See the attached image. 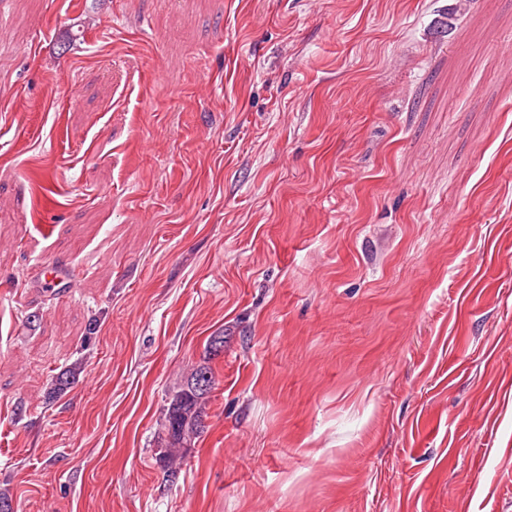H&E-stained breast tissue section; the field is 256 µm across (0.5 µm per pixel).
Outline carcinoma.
<instances>
[{"label":"carcinoma","mask_w":512,"mask_h":512,"mask_svg":"<svg viewBox=\"0 0 512 512\" xmlns=\"http://www.w3.org/2000/svg\"><path fill=\"white\" fill-rule=\"evenodd\" d=\"M80 373L81 367L76 365L53 376L47 400H54L65 393ZM203 374L209 377L210 390L206 392L192 390L189 387V380ZM215 385L216 378L213 368L205 363L194 369L187 379L169 395L164 408V431L167 461L166 480L170 483L175 482L179 475L178 470L173 468V462L183 457L184 451L191 447L206 429V426L201 424V420L207 417V406Z\"/></svg>","instance_id":"obj_1"}]
</instances>
